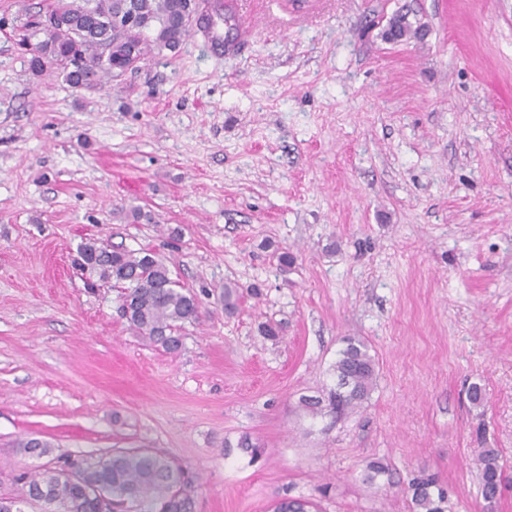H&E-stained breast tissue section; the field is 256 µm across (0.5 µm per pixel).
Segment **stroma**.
I'll use <instances>...</instances> for the list:
<instances>
[{
  "mask_svg": "<svg viewBox=\"0 0 512 512\" xmlns=\"http://www.w3.org/2000/svg\"><path fill=\"white\" fill-rule=\"evenodd\" d=\"M39 2L0 0V497L20 470L148 448L196 474L194 512H412L421 468L450 512H512V0H244L77 93L16 48ZM397 10L428 35L384 41ZM93 239L157 250L197 294L179 350L77 266ZM347 336L375 389L310 415ZM482 448L508 477L491 502Z\"/></svg>",
  "mask_w": 512,
  "mask_h": 512,
  "instance_id": "obj_1",
  "label": "stroma"
}]
</instances>
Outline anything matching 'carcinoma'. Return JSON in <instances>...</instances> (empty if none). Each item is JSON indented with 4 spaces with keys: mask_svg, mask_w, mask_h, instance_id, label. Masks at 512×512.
I'll return each instance as SVG.
<instances>
[{
    "mask_svg": "<svg viewBox=\"0 0 512 512\" xmlns=\"http://www.w3.org/2000/svg\"><path fill=\"white\" fill-rule=\"evenodd\" d=\"M187 0H52L27 15L15 32L16 44L29 56V70L40 76L59 71L73 89L103 85L105 78L126 72L130 58L144 60L178 50L189 27L184 20ZM63 26L50 36L40 17ZM427 24L397 11L388 19L382 38L398 43L424 38ZM79 265L91 276L120 289L121 312L131 328L149 336L167 350L178 348L180 332L201 317L197 295L173 277L168 260L142 248L129 251L103 243H83ZM332 365L336 387L327 400L304 399L313 414L327 407L342 418L364 407L374 389L376 361L368 345L355 337L344 340ZM327 406H322V403ZM484 498L497 496L503 471L494 448H483L477 458ZM81 472L74 483L59 468L43 467L21 473L20 494L0 498V512H28L39 504L43 512H193L194 477L190 470L162 453L146 448H118L112 453L71 463ZM413 512H448V489L438 476L420 470L407 482Z\"/></svg>",
    "mask_w": 512,
    "mask_h": 512,
    "instance_id": "1",
    "label": "carcinoma"
}]
</instances>
